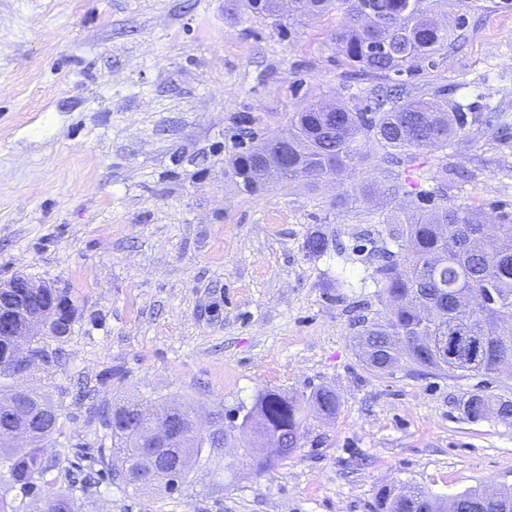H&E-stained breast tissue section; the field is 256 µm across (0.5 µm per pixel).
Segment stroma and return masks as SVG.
Masks as SVG:
<instances>
[{"label":"stroma","mask_w":512,"mask_h":512,"mask_svg":"<svg viewBox=\"0 0 512 512\" xmlns=\"http://www.w3.org/2000/svg\"><path fill=\"white\" fill-rule=\"evenodd\" d=\"M426 5L461 26L397 82L459 105L470 136L394 169L396 203L451 171L450 201L511 213L512 0ZM344 21L335 8L277 27L238 0H0V281L26 274L77 309L69 334L46 341L57 365L26 380L60 412L58 489L106 441L95 404L220 409L228 435L219 465L177 491L104 482L75 494V512H373L384 484L512 487V422L458 409L466 393L511 399L512 372L377 375L357 355V316L384 311L369 276L388 236L361 192L384 179L374 143L315 191L251 193L228 171L317 98L370 104L385 79L337 50ZM316 229L342 251L306 257ZM319 386L340 396L335 419L313 420L293 456L258 472L240 427L255 396Z\"/></svg>","instance_id":"obj_1"}]
</instances>
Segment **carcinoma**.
<instances>
[{
	"label": "carcinoma",
	"mask_w": 512,
	"mask_h": 512,
	"mask_svg": "<svg viewBox=\"0 0 512 512\" xmlns=\"http://www.w3.org/2000/svg\"><path fill=\"white\" fill-rule=\"evenodd\" d=\"M291 14L326 11L338 2L345 23L336 30L339 51L354 66L374 74L399 75L415 63L432 58L448 44L453 30L440 25L424 7V0H288ZM245 11L267 19H280L279 0H242ZM468 117L433 99L397 101L381 95L371 113L359 112L345 101L312 103L288 113V130L255 137L252 144L231 160V173L252 192L266 189L260 168L269 158L288 153V171L282 179L316 186L334 182L348 168L365 159L364 145L372 141L380 150L378 163L413 166L420 151H443L468 136ZM439 201L418 196L419 203L401 211H383L388 238L396 250L386 249L384 260L373 271V280L386 302L383 319L363 321L355 336L363 362L381 374L392 372V363H405L410 372L465 377L490 374L500 363L512 364V332L495 326L512 319V215L498 216L497 232L490 233L485 208L448 202L438 187ZM336 247L335 235L317 229L307 234L304 251L319 257ZM333 418L339 395L326 387L313 389L305 401L267 391L244 414L242 426L256 435L278 438L275 455L260 463V470L275 460H286L301 447L308 432L305 407ZM54 405L44 394L31 390L14 397L0 392V427L32 419L28 444L16 447L0 437V473L7 488L0 495V512H27V499L37 497L40 512H65L72 497L47 478L52 466L45 463L42 446L52 432L60 431ZM125 405L103 404L96 419L106 431L110 446L98 448V461L109 481L116 483L112 460L136 471L138 492L164 488L176 490L190 473L179 469L164 475L143 468V457L171 458L179 450L198 464L217 458L213 444L196 440L193 447L178 443L165 448L143 445L138 438L114 425ZM467 420L493 415L512 420V400L468 393L459 401ZM193 411L176 404H159L152 420L136 426L150 431L178 419L192 422ZM457 512H512V488L466 490L455 495ZM441 498L416 486L383 487L376 494V512H442Z\"/></svg>",
	"instance_id": "carcinoma-1"
}]
</instances>
